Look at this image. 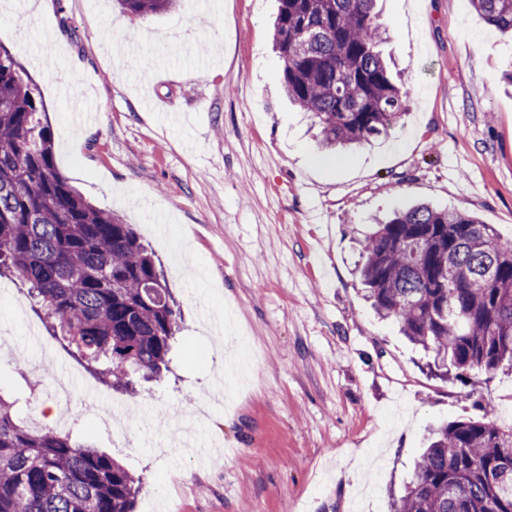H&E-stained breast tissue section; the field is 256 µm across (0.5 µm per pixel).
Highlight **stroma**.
<instances>
[{
    "label": "stroma",
    "mask_w": 512,
    "mask_h": 512,
    "mask_svg": "<svg viewBox=\"0 0 512 512\" xmlns=\"http://www.w3.org/2000/svg\"><path fill=\"white\" fill-rule=\"evenodd\" d=\"M13 2L0 45L41 92L59 171L135 225L183 322L169 372L127 401L136 444L118 448L99 397L78 382L71 399L51 393L58 368L11 279L0 394L54 406L139 476L135 512H352L360 493L365 512H390L433 428L477 416L480 395L512 405L510 370L477 386L431 372L356 273L374 220L420 201L512 239V38L471 0H379L407 113L336 153L281 93L277 0H179L144 17L116 0H48L42 15ZM85 108L97 119L77 125Z\"/></svg>",
    "instance_id": "35a3bbf8"
}]
</instances>
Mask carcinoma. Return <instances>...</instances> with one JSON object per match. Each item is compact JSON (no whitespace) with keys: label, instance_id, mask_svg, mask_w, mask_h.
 <instances>
[{"label":"carcinoma","instance_id":"1","mask_svg":"<svg viewBox=\"0 0 512 512\" xmlns=\"http://www.w3.org/2000/svg\"><path fill=\"white\" fill-rule=\"evenodd\" d=\"M135 15L178 0H117ZM512 33V0H472ZM376 0H279L272 42L282 87L333 150L384 135L406 109L381 50ZM367 298L433 357L444 379L512 369V240L457 209L396 211L365 237ZM30 285L48 331L111 388L169 370L179 307L132 225L79 194L58 171L42 96L0 46V276ZM476 418L433 433L394 512H512V425ZM139 478L71 434L36 428L0 396V512H133Z\"/></svg>","mask_w":512,"mask_h":512}]
</instances>
